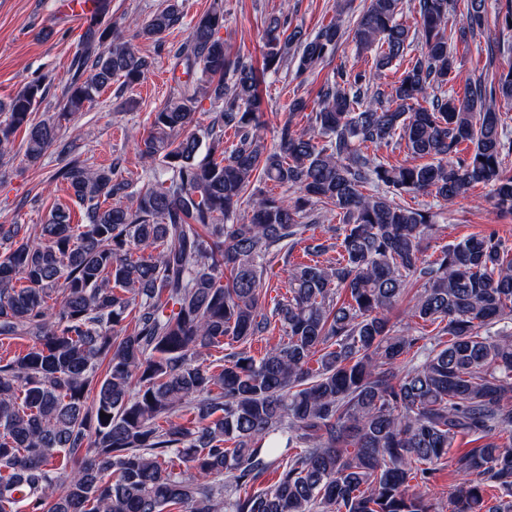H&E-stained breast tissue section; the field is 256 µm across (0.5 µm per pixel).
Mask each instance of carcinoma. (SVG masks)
<instances>
[{
    "label": "carcinoma",
    "mask_w": 512,
    "mask_h": 512,
    "mask_svg": "<svg viewBox=\"0 0 512 512\" xmlns=\"http://www.w3.org/2000/svg\"><path fill=\"white\" fill-rule=\"evenodd\" d=\"M401 2L369 0L352 29L374 69L324 83L311 107L290 99L271 145L257 69L220 36L224 0L174 53L188 79L152 115L146 187L62 145L56 178L84 223L57 208L43 224L0 225V336L32 341L0 364V512H435L423 488L460 435L480 445L454 459L465 479L449 512H512V248L476 233L427 260L435 214L395 200L451 204L483 185L512 214V132L496 112L512 103V67L442 94L456 78L450 44L484 30L486 0H412V28L397 21ZM111 14L97 0L63 114L114 79H147L151 62ZM181 19L169 4L136 36L157 41ZM344 35L337 20L307 33L274 16L262 72L311 75ZM404 61L384 93L377 77ZM44 92L34 80L11 98L0 161L22 127L32 165L59 142L55 118L32 119ZM402 142L422 163L367 154ZM320 206L341 217L336 261L317 260L326 246L308 237L288 298L263 313L267 256L303 240ZM407 298L398 327L388 313ZM273 321L285 340L257 359L247 344ZM224 344L223 364L197 362Z\"/></svg>",
    "instance_id": "obj_1"
}]
</instances>
